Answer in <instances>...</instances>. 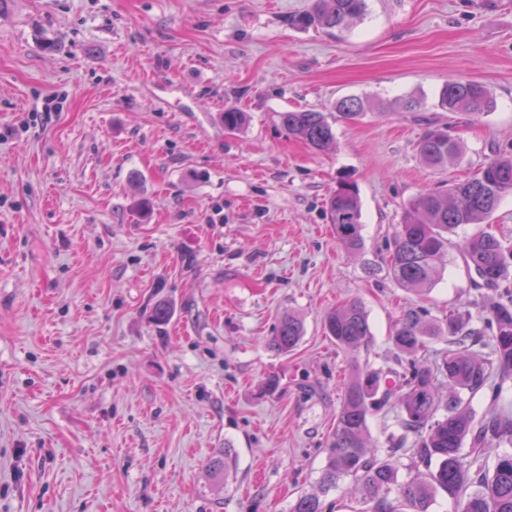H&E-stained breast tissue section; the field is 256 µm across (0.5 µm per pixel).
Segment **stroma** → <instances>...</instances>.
Returning <instances> with one entry per match:
<instances>
[{"instance_id": "1", "label": "stroma", "mask_w": 512, "mask_h": 512, "mask_svg": "<svg viewBox=\"0 0 512 512\" xmlns=\"http://www.w3.org/2000/svg\"><path fill=\"white\" fill-rule=\"evenodd\" d=\"M311 3L0 5V129L32 121L0 143V512H288L317 486L340 382L393 368L402 312L492 298L456 247L423 296L386 256L419 194L512 155V0H367L345 29L292 28ZM451 78L495 109L442 111ZM350 96L366 109L330 153L280 124ZM228 107L246 127L225 130ZM430 126L463 142L459 164L422 162ZM342 178L353 254L324 213ZM352 299L373 333L355 358L322 328ZM289 312L305 332L278 355L266 338ZM228 447L219 489L208 465ZM325 214L346 252L362 249L361 204L351 183L344 180L339 182L336 191L326 201Z\"/></svg>"}]
</instances>
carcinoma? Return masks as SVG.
Segmentation results:
<instances>
[{"label":"carcinoma","mask_w":512,"mask_h":512,"mask_svg":"<svg viewBox=\"0 0 512 512\" xmlns=\"http://www.w3.org/2000/svg\"><path fill=\"white\" fill-rule=\"evenodd\" d=\"M364 11L365 0H313L311 9L291 17L289 25L302 30L341 29ZM439 107L478 118L493 110L494 100L478 82L450 79L441 90ZM364 110L363 99L346 97L334 105V116L304 109L282 112L280 120L289 136L327 153L336 142L333 122L355 120ZM246 120V113L224 109L226 130L238 131ZM418 151L431 167L457 164L464 154L461 142L439 127L424 131ZM509 194L512 156L502 155L446 191L417 196L393 231V249L387 259L391 278L417 295L430 292L448 255L450 236L462 226L487 223ZM325 214L346 252L362 249L361 204L351 183L339 182L326 201ZM459 251L469 271L493 288L497 297L474 314L450 315L444 322L427 319L419 307L403 311L391 333L397 368L386 374L357 368L343 383L318 488L301 493L290 512H326L321 496L347 478L366 505L359 512H430L438 491L455 499L459 512H512V453L496 456L492 475L485 470L486 449L495 442L512 443V401L502 397L503 384L512 377V243L480 230L467 237ZM323 330L346 352L366 349L371 341L367 311L358 299L328 311ZM303 335L302 318L283 315L267 337V347L286 354ZM441 336L448 338V350L432 363L425 352L430 340ZM476 346L483 351L474 350ZM479 393L486 395L487 405L478 418L471 401ZM390 401L399 434L390 435L389 448L380 455L371 442L369 417ZM467 440L470 448L465 449ZM407 453L415 468L424 471L402 481L400 458ZM232 467L227 450L209 463L217 481L227 479Z\"/></svg>","instance_id":"obj_1"}]
</instances>
